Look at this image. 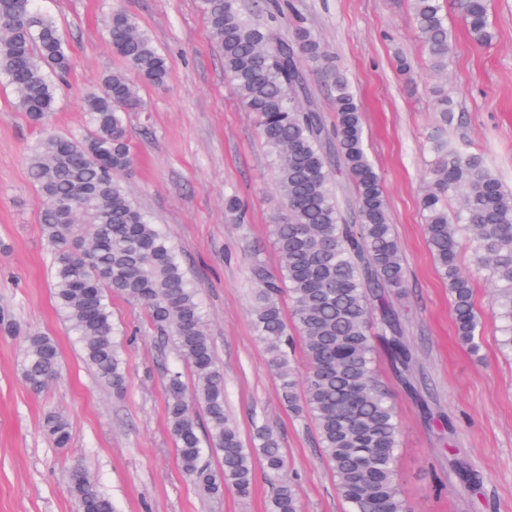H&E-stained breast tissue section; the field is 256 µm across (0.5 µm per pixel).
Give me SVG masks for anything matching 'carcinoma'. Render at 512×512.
Here are the masks:
<instances>
[{"label":"carcinoma","instance_id":"1","mask_svg":"<svg viewBox=\"0 0 512 512\" xmlns=\"http://www.w3.org/2000/svg\"><path fill=\"white\" fill-rule=\"evenodd\" d=\"M416 31L436 73L448 71L452 36L441 0H410ZM472 40L494 38L488 0H454ZM224 72L248 111L258 116L261 140L281 191V213L268 225L279 257L270 269L260 254L249 258L254 283V329L274 368L281 400L312 421L336 489L348 512H411L397 470L402 425L376 368L377 346L406 390L414 394V352L404 336L406 292L402 251L391 224L381 178L364 146L363 115L347 75L327 65L334 91L336 125L328 126L309 95L301 60L328 59L320 40L298 26L281 35V0H202ZM109 44L130 70L155 86L168 77L166 57L120 9L107 24ZM71 70V57L56 21L38 0H0V79L10 87L15 108L42 127L27 156L28 177L41 203L43 234L51 246L53 296L81 345L96 380L121 395L125 364L115 341L110 299L119 296L144 307L154 332L187 366L166 374V416L184 474L207 497L224 491L249 498L255 460L270 485L267 512H300L295 483L280 438L255 427L245 444L224 405V370L208 334L199 292L175 245L130 197L123 176L134 166L127 114L141 108L138 87L125 71L104 77L84 100L86 126L79 134L52 131L46 121ZM440 122L453 123L448 89L434 91ZM430 186L420 207L429 249L448 283L456 335L470 353L482 347L483 322L472 281L482 274L494 285L502 349L512 354V190L476 154L464 155L432 137ZM356 190L347 215L335 175ZM458 200L448 210V197ZM465 227L476 257L474 272L458 262L459 227ZM291 302L285 316L282 300ZM300 340L307 370L292 366ZM56 341L31 333L21 365L25 384L38 393L60 375ZM204 408L200 423L193 404ZM55 446L71 442L69 421L44 420ZM217 454L214 466L209 457ZM65 491L75 504L116 512L80 460L67 470Z\"/></svg>","mask_w":512,"mask_h":512}]
</instances>
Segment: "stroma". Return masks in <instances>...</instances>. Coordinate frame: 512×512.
Wrapping results in <instances>:
<instances>
[{"instance_id":"1","label":"stroma","mask_w":512,"mask_h":512,"mask_svg":"<svg viewBox=\"0 0 512 512\" xmlns=\"http://www.w3.org/2000/svg\"><path fill=\"white\" fill-rule=\"evenodd\" d=\"M289 3L283 32L309 28L350 80L402 249L408 288L400 305L433 412L423 416L385 356H378L379 377L402 423V493L412 512H512V358L497 345L492 288L475 277L484 333L474 356L458 342L448 286L425 238L420 198L430 180L428 137L437 120L430 90L437 77L415 32L410 2ZM41 6L59 22L73 61L51 117L60 133L83 128L86 94L123 66L107 44L113 9L126 12L167 57L163 86L128 74L144 108L128 117L136 164L126 187L170 234L191 271L224 369L226 407L242 436L262 424L277 432L302 512H346L311 421L281 402L276 374L254 332L246 257L255 250L277 265L268 226L280 196L257 116L243 107L224 74L202 0H42ZM491 8L495 38L488 47L472 41L456 10L448 12L453 53L447 81L455 105L448 141L482 154L512 188V0H492ZM398 53L410 62L413 81L397 71ZM38 137V126L15 109L0 82V311L18 328L14 335L0 331V512H74L64 478L77 458L117 512H266L270 487L263 471H256L245 500L229 491L206 499L182 473L163 386L175 359L156 340L142 306L111 300L116 325L137 332L125 353L126 393L118 396L96 383L52 294L41 206L27 172V151ZM231 195L240 205L238 222L224 209ZM29 331L52 336L61 353L60 378L39 394L21 374ZM51 411L69 419V447H54L44 436L42 421ZM462 465L475 482L459 475Z\"/></svg>"}]
</instances>
